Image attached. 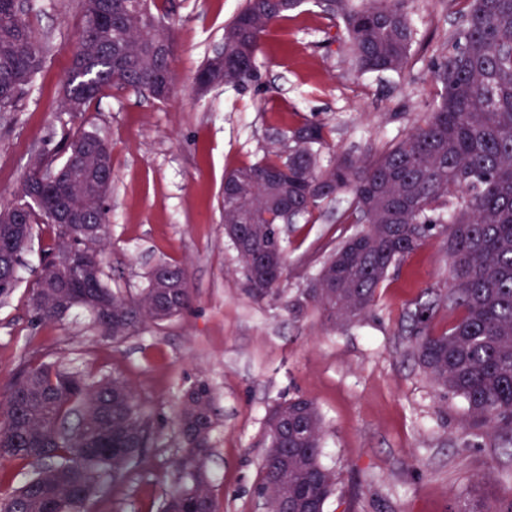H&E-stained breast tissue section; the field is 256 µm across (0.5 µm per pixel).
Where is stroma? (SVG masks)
<instances>
[{
  "label": "stroma",
  "instance_id": "obj_1",
  "mask_svg": "<svg viewBox=\"0 0 512 512\" xmlns=\"http://www.w3.org/2000/svg\"><path fill=\"white\" fill-rule=\"evenodd\" d=\"M243 2L167 0L177 44L172 97L162 104L113 89L74 115L57 104L82 26L79 2L29 0L30 22L48 50L11 122L0 124V205L14 199L33 156L62 157L67 132L95 131L112 147L105 282L136 296L157 263L183 264L194 301L183 315L120 344L79 310L33 325L29 290L53 244L51 228L40 225L14 292L0 301V395L30 353L96 379L122 378L135 391L152 444L128 479L89 502V512H157L180 446L177 402L200 379L214 394L207 467L218 512H267L257 489L265 417L299 395L315 401L326 423L323 461L337 475L326 512H452L459 500L480 512L511 499L512 446L464 429L465 401L432 384L402 333L416 304L450 284L443 238L407 256L382 282L372 310L341 328L325 324L313 306L294 314L287 304L355 232L338 221L348 196L287 227L277 303L246 294L224 235V177L260 159L273 128L325 121L332 130L321 150L327 160L381 149L425 115L435 95L430 61L457 27V0H414L419 42L409 76H357L335 21L305 0L265 37L256 83L197 96L194 77Z\"/></svg>",
  "mask_w": 512,
  "mask_h": 512
}]
</instances>
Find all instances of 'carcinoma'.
I'll return each mask as SVG.
<instances>
[{
  "mask_svg": "<svg viewBox=\"0 0 512 512\" xmlns=\"http://www.w3.org/2000/svg\"><path fill=\"white\" fill-rule=\"evenodd\" d=\"M83 0V24L61 108L76 101L81 111L111 88H131L164 103L156 87H174V25L161 0L145 6L112 0V12L97 15ZM461 22L448 47L432 61L436 98L425 116L387 148L364 158L340 155L321 162L319 147L331 129L317 121L280 129L281 138L257 161L224 177V232L237 224L255 229L238 252L249 296L277 302L285 268L256 282L250 265L257 254L277 256L285 247L284 214L297 221L346 193L344 224L363 228L336 245L319 272L289 305L319 308L327 322L348 327L362 320L376 302L377 289L391 269L435 235L446 239L452 274L448 291L435 292L407 318L412 355L442 391L467 404L464 428L487 434L512 433V0H459ZM323 12L342 24L349 63L359 75L412 69L417 29L410 0H322ZM296 4L246 0L224 27V85L245 87L258 78L264 36ZM47 48L29 21L27 7L0 0V112L16 110L41 70ZM98 139L93 131L73 134L57 167L73 188L71 200L85 208L90 237L64 239L56 233L52 261L43 268L28 299L38 323L79 309L118 343L148 323L160 324L193 302L187 269L163 262L168 277L136 297L108 287L104 278L73 279L66 291L54 287L66 252L83 251L101 259L108 233L101 172L112 168L111 149L102 141L80 167L71 157ZM53 161L37 156L16 200L0 207V244L17 247L14 214L29 202V190ZM17 265L0 261V296H10ZM442 305L461 311L441 335L429 324ZM214 398L201 379L181 396L176 425L181 447L173 461L182 480L171 486L160 512H194L203 503L217 512L205 460L215 427ZM288 413V439L267 421V448L259 490L269 512H279L283 488L288 502L304 508L311 497L321 509L336 489V474L321 460L325 424L315 403L294 398L276 404ZM149 446L141 405L119 378L91 380L30 356L23 359L0 403V460L30 466L26 481L0 496V512H83L109 481L130 474ZM288 451V472L279 456Z\"/></svg>",
  "mask_w": 512,
  "mask_h": 512,
  "instance_id": "carcinoma-1",
  "label": "carcinoma"
}]
</instances>
